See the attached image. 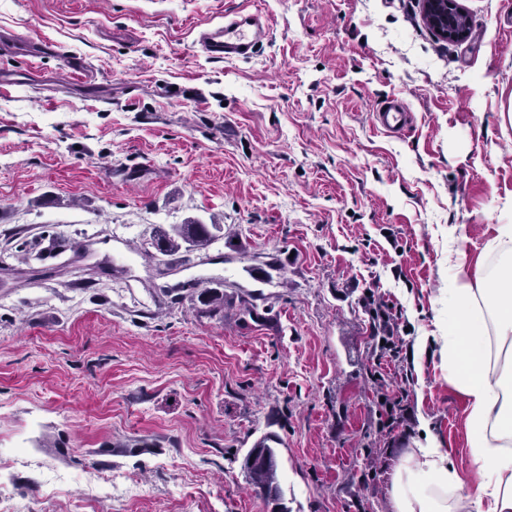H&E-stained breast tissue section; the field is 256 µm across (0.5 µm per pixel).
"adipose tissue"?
<instances>
[{
    "mask_svg": "<svg viewBox=\"0 0 512 512\" xmlns=\"http://www.w3.org/2000/svg\"><path fill=\"white\" fill-rule=\"evenodd\" d=\"M439 302L435 342L448 382L468 399L472 475L461 474L433 436L408 449L391 477L393 512H512V223L499 224L476 278L463 267Z\"/></svg>",
    "mask_w": 512,
    "mask_h": 512,
    "instance_id": "1",
    "label": "adipose tissue"
}]
</instances>
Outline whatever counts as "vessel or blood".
<instances>
[{
    "label": "vessel or blood",
    "instance_id": "1",
    "mask_svg": "<svg viewBox=\"0 0 512 512\" xmlns=\"http://www.w3.org/2000/svg\"><path fill=\"white\" fill-rule=\"evenodd\" d=\"M268 24L261 12H235L225 15L223 23L209 27L198 37L201 52L213 59H240L253 56L262 46ZM373 119L385 131H398L408 121L405 103L396 97L377 104Z\"/></svg>",
    "mask_w": 512,
    "mask_h": 512
}]
</instances>
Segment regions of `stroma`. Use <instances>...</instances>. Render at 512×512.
I'll use <instances>...</instances> for the list:
<instances>
[{"instance_id": "1", "label": "stroma", "mask_w": 512, "mask_h": 512, "mask_svg": "<svg viewBox=\"0 0 512 512\" xmlns=\"http://www.w3.org/2000/svg\"><path fill=\"white\" fill-rule=\"evenodd\" d=\"M437 38L414 0H0V34L52 48L0 56V230L36 246L0 263V462L28 512H270L241 462L277 435L290 512H391L390 478L422 432L470 471L468 402L437 344L408 354L413 433L378 441L363 300L436 335L458 238L467 274L512 222V0H461ZM260 10L249 59L195 42ZM82 60L94 75L71 74ZM402 97L400 134L373 109ZM237 234L164 256L156 225ZM269 269L274 282L253 280ZM222 312L174 303L186 281ZM263 319L244 323L243 290ZM141 490L90 496L104 479Z\"/></svg>"}]
</instances>
